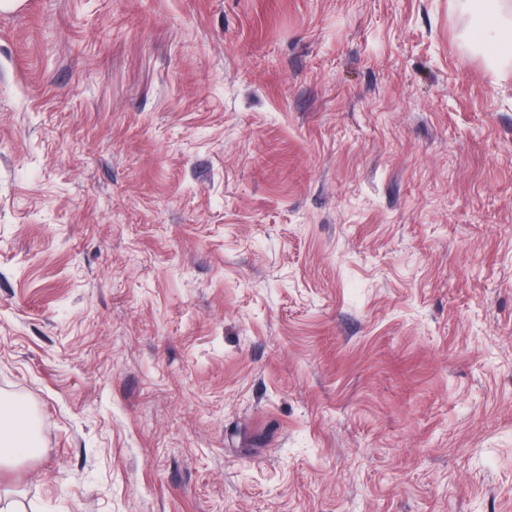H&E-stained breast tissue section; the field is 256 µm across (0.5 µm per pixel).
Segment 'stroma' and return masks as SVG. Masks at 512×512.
<instances>
[{
    "instance_id": "35a3bbf8",
    "label": "stroma",
    "mask_w": 512,
    "mask_h": 512,
    "mask_svg": "<svg viewBox=\"0 0 512 512\" xmlns=\"http://www.w3.org/2000/svg\"><path fill=\"white\" fill-rule=\"evenodd\" d=\"M458 0L0 10V512H512V66ZM2 417L3 415L0 425V467H6L31 453L32 446L29 431L20 416Z\"/></svg>"
}]
</instances>
